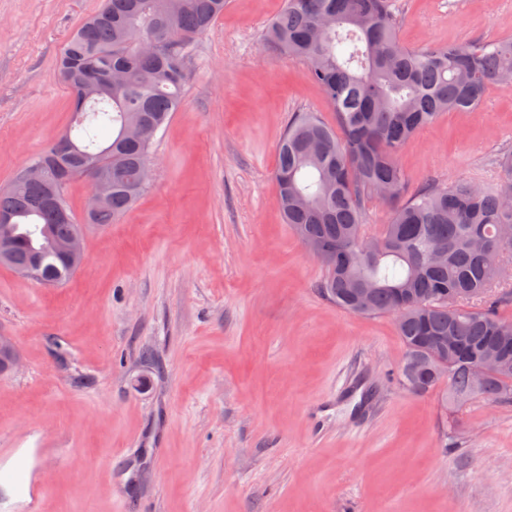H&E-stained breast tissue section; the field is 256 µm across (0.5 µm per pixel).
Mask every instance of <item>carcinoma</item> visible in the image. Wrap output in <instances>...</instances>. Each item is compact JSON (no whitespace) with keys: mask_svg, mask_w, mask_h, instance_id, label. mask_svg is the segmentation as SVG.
<instances>
[{"mask_svg":"<svg viewBox=\"0 0 512 512\" xmlns=\"http://www.w3.org/2000/svg\"><path fill=\"white\" fill-rule=\"evenodd\" d=\"M224 4L106 0L70 36L55 75L71 93V129L36 159L49 162L43 177L19 173L0 189L13 237L0 264L30 269L47 286L77 270L64 247L82 225L62 221L44 201L53 194L71 211L67 190L85 176L82 153L112 181L84 223L121 220L144 189L138 175L156 134L182 106L185 48L224 15ZM152 38L157 53L136 51ZM264 44L306 61L336 114L332 126L315 112L296 113L277 148L278 206L325 267L319 293L352 315L396 317L409 390L425 394L446 380L451 408L512 401V365L491 360L507 323L492 288L512 279L496 261L512 252V155L500 161L498 185L461 179L414 190L397 163L401 147L443 113L474 109L492 86L512 85V38L410 49L398 39L392 0H286ZM374 200L389 212L378 232L366 224ZM435 245L445 249L438 263L428 253Z\"/></svg>","mask_w":512,"mask_h":512,"instance_id":"carcinoma-1","label":"carcinoma"}]
</instances>
